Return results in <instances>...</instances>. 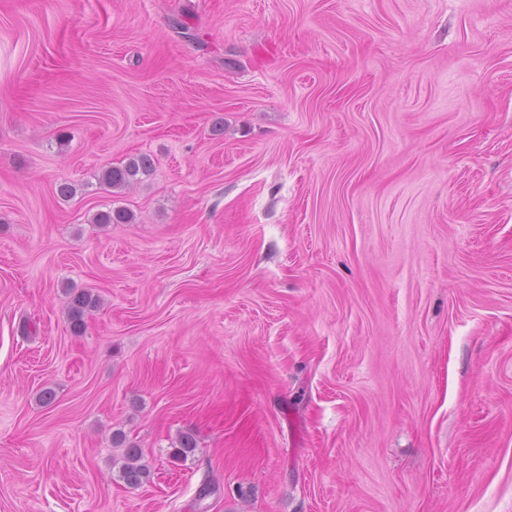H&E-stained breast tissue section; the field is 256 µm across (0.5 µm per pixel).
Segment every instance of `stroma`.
<instances>
[{
  "mask_svg": "<svg viewBox=\"0 0 512 512\" xmlns=\"http://www.w3.org/2000/svg\"><path fill=\"white\" fill-rule=\"evenodd\" d=\"M0 512H512V0H0ZM153 167V161L146 154L130 158L125 164L108 166L100 176L103 185L112 189L127 188L138 182V175L148 176ZM99 304L98 296L89 291H81L73 296L68 309V317L75 333H82L85 329V316ZM112 446L122 449L123 463L119 477L127 486L136 488L149 479L150 468L138 444L127 440L122 432H116L112 434Z\"/></svg>",
  "mask_w": 512,
  "mask_h": 512,
  "instance_id": "obj_1",
  "label": "stroma"
}]
</instances>
